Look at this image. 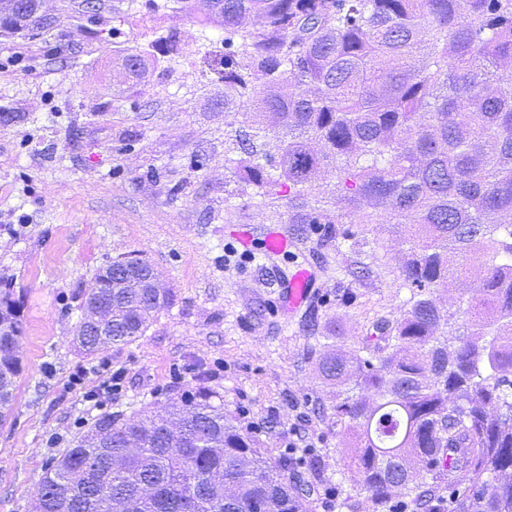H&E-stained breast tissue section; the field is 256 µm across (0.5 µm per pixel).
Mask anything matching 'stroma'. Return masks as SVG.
Listing matches in <instances>:
<instances>
[{
	"label": "stroma",
	"instance_id": "1",
	"mask_svg": "<svg viewBox=\"0 0 512 512\" xmlns=\"http://www.w3.org/2000/svg\"><path fill=\"white\" fill-rule=\"evenodd\" d=\"M176 6L43 0L50 27L0 37V289L15 291L23 366L0 423V512H34L46 466L98 418L202 387L265 457L291 458L314 485L304 512H374L349 472L355 438L336 431L319 362L331 345L356 353L374 322L400 316L406 245L381 212L373 224L299 223L325 183L297 199L284 184L260 193L225 162V139L248 126L225 120L224 84L204 62L223 53L224 33ZM172 28L179 54L159 56L143 79L113 78V59ZM239 224L257 239L281 227L293 247L283 258L242 253L230 237ZM131 256L151 263L169 302L143 336L86 355L74 339L84 295L100 267ZM300 263L315 267L316 285L287 315L275 281ZM479 286L473 263L436 299L463 312ZM105 360L123 377L93 409L84 393L97 377L71 378Z\"/></svg>",
	"mask_w": 512,
	"mask_h": 512
}]
</instances>
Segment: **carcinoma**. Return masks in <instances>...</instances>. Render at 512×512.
<instances>
[{"label": "carcinoma", "instance_id": "obj_1", "mask_svg": "<svg viewBox=\"0 0 512 512\" xmlns=\"http://www.w3.org/2000/svg\"><path fill=\"white\" fill-rule=\"evenodd\" d=\"M15 4L4 31L51 25L31 0ZM179 10L224 29V112L251 122L226 161L260 189L288 181L296 197L333 178L340 213L314 206L302 214L310 224H370L381 210L411 229L400 318L373 323L359 354L320 366L372 502L512 512V0H180ZM147 66L128 53L116 70L139 79ZM271 137L276 157L264 150ZM472 259L482 288L475 320L461 323L433 289ZM125 263L93 283L112 292L111 335L76 323L89 355L143 335L169 299L166 288L109 289ZM20 334L0 290V421ZM290 465L264 457L205 391L166 418L145 406L97 419L44 471L37 512H300L311 487L288 482Z\"/></svg>", "mask_w": 512, "mask_h": 512}]
</instances>
